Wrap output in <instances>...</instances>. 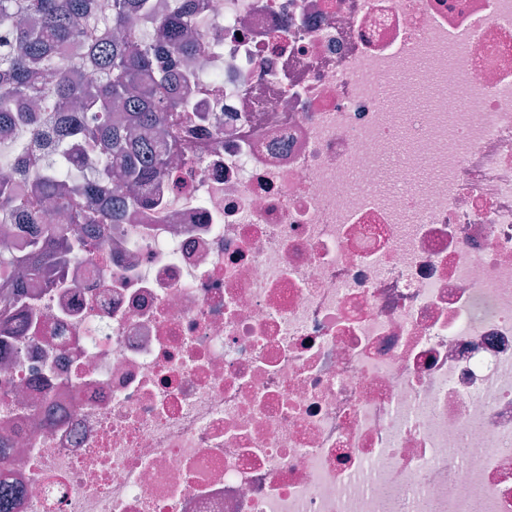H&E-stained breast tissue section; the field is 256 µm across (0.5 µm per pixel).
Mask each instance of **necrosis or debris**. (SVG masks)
<instances>
[{
	"mask_svg": "<svg viewBox=\"0 0 512 512\" xmlns=\"http://www.w3.org/2000/svg\"><path fill=\"white\" fill-rule=\"evenodd\" d=\"M171 172L0 314L11 512H512V0H200Z\"/></svg>",
	"mask_w": 512,
	"mask_h": 512,
	"instance_id": "necrosis-or-debris-1",
	"label": "necrosis or debris"
}]
</instances>
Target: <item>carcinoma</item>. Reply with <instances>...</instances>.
Here are the masks:
<instances>
[{
  "label": "carcinoma",
  "mask_w": 512,
  "mask_h": 512,
  "mask_svg": "<svg viewBox=\"0 0 512 512\" xmlns=\"http://www.w3.org/2000/svg\"><path fill=\"white\" fill-rule=\"evenodd\" d=\"M148 8V0H0V132L46 113L52 152L73 169L98 160L126 188L106 204L92 179L68 172L48 177L41 195L65 215V223L54 224L45 199H24L14 177L0 175V225H12V235L22 237L21 250L0 249V268L19 265L33 276L52 271L48 255L87 246L72 225L118 221L127 198L167 173L168 151L159 138L184 102L175 76L159 66L160 54L188 56L201 44L190 37L189 0L176 4L156 39H139L129 25ZM102 23L112 27V37L89 39L88 32ZM68 50L78 51L70 66L85 67L94 78L69 76L61 64Z\"/></svg>",
  "instance_id": "cac0c4a2"
}]
</instances>
